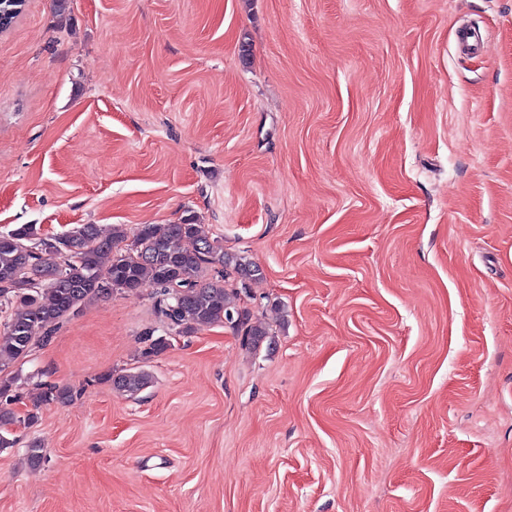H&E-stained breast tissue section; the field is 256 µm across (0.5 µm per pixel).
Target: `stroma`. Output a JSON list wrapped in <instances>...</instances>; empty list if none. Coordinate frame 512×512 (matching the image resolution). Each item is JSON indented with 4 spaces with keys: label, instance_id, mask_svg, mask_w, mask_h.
<instances>
[{
    "label": "stroma",
    "instance_id": "obj_1",
    "mask_svg": "<svg viewBox=\"0 0 512 512\" xmlns=\"http://www.w3.org/2000/svg\"><path fill=\"white\" fill-rule=\"evenodd\" d=\"M187 219L266 338L88 303L0 369V512H512V0H25L0 232ZM112 389L122 395L134 396L152 383V375L145 369L112 375Z\"/></svg>",
    "mask_w": 512,
    "mask_h": 512
}]
</instances>
